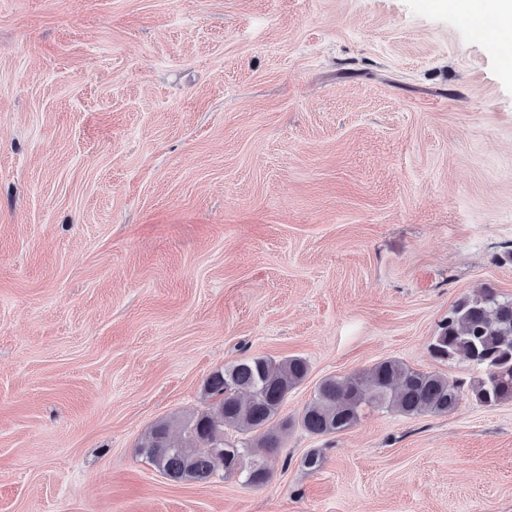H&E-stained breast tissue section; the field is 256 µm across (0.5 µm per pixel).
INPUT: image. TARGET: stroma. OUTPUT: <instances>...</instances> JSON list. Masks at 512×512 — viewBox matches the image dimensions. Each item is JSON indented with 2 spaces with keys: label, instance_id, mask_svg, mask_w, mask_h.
I'll return each instance as SVG.
<instances>
[{
  "label": "stroma",
  "instance_id": "35a3bbf8",
  "mask_svg": "<svg viewBox=\"0 0 512 512\" xmlns=\"http://www.w3.org/2000/svg\"><path fill=\"white\" fill-rule=\"evenodd\" d=\"M512 296V70L448 0H0V512H512V402L139 454L237 360L318 384ZM314 448L322 468L305 469Z\"/></svg>",
  "mask_w": 512,
  "mask_h": 512
}]
</instances>
